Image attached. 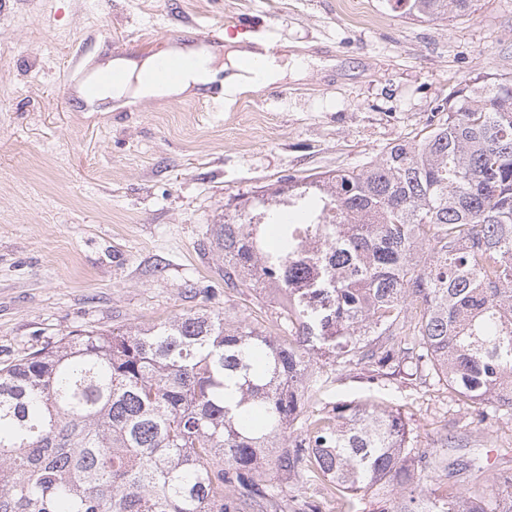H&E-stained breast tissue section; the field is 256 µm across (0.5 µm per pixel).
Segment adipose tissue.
Returning a JSON list of instances; mask_svg holds the SVG:
<instances>
[{
	"label": "adipose tissue",
	"mask_w": 512,
	"mask_h": 512,
	"mask_svg": "<svg viewBox=\"0 0 512 512\" xmlns=\"http://www.w3.org/2000/svg\"><path fill=\"white\" fill-rule=\"evenodd\" d=\"M178 54L195 58L194 67L184 71L174 83H157L150 74L155 67L154 58L143 61H130L122 58L113 59V68L121 70L123 81L110 86H96L89 92L95 101H112L114 108L120 109L134 105L149 98L166 99L191 94L195 88L211 84L217 79H224L227 85H240L253 91H259L287 74L303 75L313 66L319 65V58L309 55H282L266 60L260 73H253L244 68L240 60L243 50L237 49L220 57L219 53L203 45L181 46Z\"/></svg>",
	"instance_id": "ef3b65f1"
}]
</instances>
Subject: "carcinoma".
Segmentation results:
<instances>
[{
    "label": "carcinoma",
    "instance_id": "carcinoma-1",
    "mask_svg": "<svg viewBox=\"0 0 512 512\" xmlns=\"http://www.w3.org/2000/svg\"><path fill=\"white\" fill-rule=\"evenodd\" d=\"M472 2L386 0L429 20ZM436 113L369 165L290 177L217 225L224 287L285 295L283 335L201 309L0 368V512H283L271 462L336 512L377 485L389 512H512V474L491 499L425 489L448 458L413 447L396 409L307 410L319 355L512 416V76Z\"/></svg>",
    "mask_w": 512,
    "mask_h": 512
}]
</instances>
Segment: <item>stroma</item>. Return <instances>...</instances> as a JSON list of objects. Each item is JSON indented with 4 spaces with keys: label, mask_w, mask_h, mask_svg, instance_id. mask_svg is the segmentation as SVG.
<instances>
[{
    "label": "stroma",
    "mask_w": 512,
    "mask_h": 512,
    "mask_svg": "<svg viewBox=\"0 0 512 512\" xmlns=\"http://www.w3.org/2000/svg\"><path fill=\"white\" fill-rule=\"evenodd\" d=\"M0 0V368L77 329L122 332L202 308L280 333V303L224 296L217 224L288 177L352 168L425 127L454 91L512 75V0H474L414 20L385 0ZM233 17L275 27L282 51L331 61L240 92L223 111L197 96L113 110L77 96L67 63L129 57L145 35L195 42ZM402 413L415 447L447 449L460 492L512 473V418L480 419L433 383L370 384L330 372L310 404Z\"/></svg>",
    "instance_id": "obj_1"
}]
</instances>
